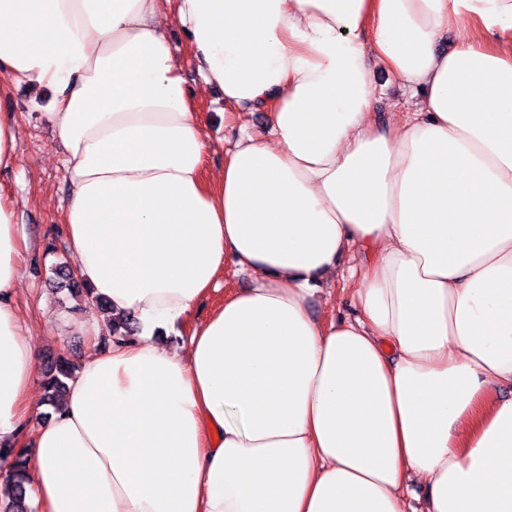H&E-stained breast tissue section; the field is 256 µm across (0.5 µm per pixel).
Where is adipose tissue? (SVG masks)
I'll return each instance as SVG.
<instances>
[{
	"mask_svg": "<svg viewBox=\"0 0 512 512\" xmlns=\"http://www.w3.org/2000/svg\"><path fill=\"white\" fill-rule=\"evenodd\" d=\"M171 20L269 113L210 175ZM373 60L410 92L385 127ZM0 75L52 91L76 274L140 325L47 408L0 202V447L39 512H512V0H0ZM328 278L354 316L312 315ZM222 280L224 281V288L211 298L202 301L195 309L194 314L197 320L207 318L212 312L223 305L224 292L227 294L236 288L247 287L250 282V277L245 273L236 272L232 267H227L224 270Z\"/></svg>",
	"mask_w": 512,
	"mask_h": 512,
	"instance_id": "ef3b65f1",
	"label": "adipose tissue"
}]
</instances>
